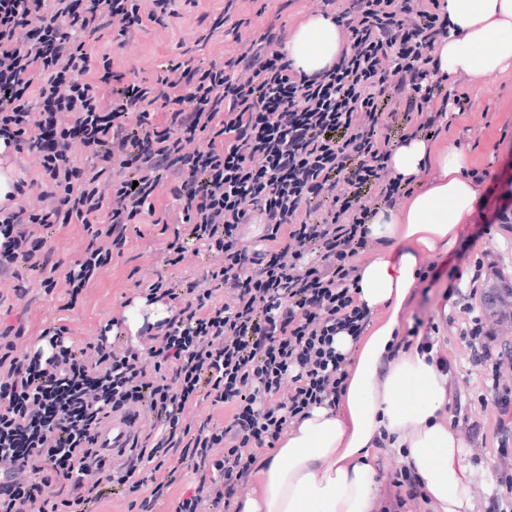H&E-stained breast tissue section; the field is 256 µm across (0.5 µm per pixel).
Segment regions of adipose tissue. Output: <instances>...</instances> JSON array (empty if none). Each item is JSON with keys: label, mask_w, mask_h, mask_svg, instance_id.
Here are the masks:
<instances>
[{"label": "adipose tissue", "mask_w": 512, "mask_h": 512, "mask_svg": "<svg viewBox=\"0 0 512 512\" xmlns=\"http://www.w3.org/2000/svg\"><path fill=\"white\" fill-rule=\"evenodd\" d=\"M447 38L433 56L437 71L476 81L512 69V0H440ZM343 48L333 18L313 15L288 38L293 66L312 76L333 65ZM403 180L426 176L398 210L368 222L381 247L358 266L351 286L371 320L358 342L339 336L351 363L336 405L313 409L292 424L275 451L259 457V494L241 512H377L380 460L404 454L432 512H471L475 476L464 463L466 444L443 417L453 393L450 373L419 348L396 350L402 311L423 285L425 260L450 253L481 202L460 150H433L415 138L391 158Z\"/></svg>", "instance_id": "obj_1"}]
</instances>
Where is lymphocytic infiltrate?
<instances>
[{
  "label": "lymphocytic infiltrate",
  "instance_id": "obj_1",
  "mask_svg": "<svg viewBox=\"0 0 512 512\" xmlns=\"http://www.w3.org/2000/svg\"><path fill=\"white\" fill-rule=\"evenodd\" d=\"M174 3L0 0V155L34 154L42 167L36 184L13 181L0 206V281L47 268L38 228L99 212L106 228L70 276L73 292L148 217L168 236L165 266L183 261L188 237L218 257L185 287L163 275L150 284L171 315L142 347L103 331L77 350L55 327L46 348L19 358L0 331V512H92L122 489L155 502L185 469L199 483L174 512H230L256 450L346 389L336 337H360L368 317L350 292L355 258L372 214L408 192L392 174L394 149L438 136L447 103L465 106L430 79L448 35L439 0H323L345 43L314 76L294 70L271 32L237 59L187 61L152 82L120 85L110 62L93 68L88 36L109 30L123 47L144 22L168 25ZM154 112L164 125L150 124ZM132 117L142 132L130 131ZM164 179L178 206L159 215ZM252 224L264 233L250 240ZM468 288V300L512 320V285L495 261L476 260ZM464 333L473 361L512 367L511 351L491 352L481 318ZM201 394L231 406L222 426L185 422ZM139 408L151 421L143 439L110 455L96 448L101 424ZM219 446L223 458H212ZM150 463L164 478L144 475Z\"/></svg>",
  "mask_w": 512,
  "mask_h": 512
}]
</instances>
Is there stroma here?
Instances as JSON below:
<instances>
[{"mask_svg": "<svg viewBox=\"0 0 512 512\" xmlns=\"http://www.w3.org/2000/svg\"><path fill=\"white\" fill-rule=\"evenodd\" d=\"M179 13L169 27L146 24L139 37L123 48L112 43L111 32L90 37L96 57H109L116 74L125 80H155L164 67L184 61L182 44L203 34L219 15L227 20L195 59L240 57L253 40L267 31H291L306 17L322 12L321 0H176ZM455 90L468 94L463 112L445 121L436 144L459 148L469 156L470 174L482 184L483 203L471 221V233L459 242L448 257L438 260L428 271L424 288L418 289L408 306L409 320L434 322L438 350L448 364L455 383V395L448 418L467 441L465 462L477 474L474 512H486L492 495H507L502 476L512 477V456L503 457L499 447V412L491 395L493 385L512 388V369L493 376L486 364L473 362L461 334L473 313L452 294L458 274L467 273L477 257L491 251L505 274L512 278V224L497 220L499 210L512 203V72L492 74L476 83L457 81ZM103 216L89 215L87 224H52L42 233L55 265V286L43 288L40 271L24 268L19 278L0 282V330L17 329L14 354L33 351L44 330L63 326L74 348L80 349L98 336L107 322L127 325L130 336H138L145 326L160 323L169 311L167 303L146 300L147 288L157 275L172 282L194 279L203 268L215 263L207 251L187 241L184 261L163 267L161 256L167 238L158 226L131 224L125 244L113 250L111 259L97 266L77 299L69 297L68 278L83 260L91 236L89 226L100 224ZM479 425L478 440H471V425Z\"/></svg>", "mask_w": 512, "mask_h": 512, "instance_id": "1", "label": "stroma"}]
</instances>
